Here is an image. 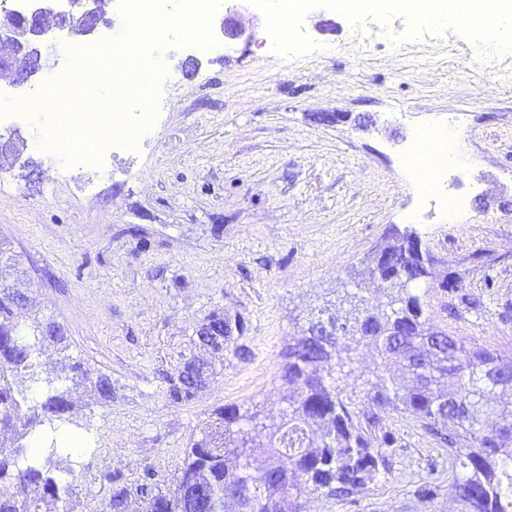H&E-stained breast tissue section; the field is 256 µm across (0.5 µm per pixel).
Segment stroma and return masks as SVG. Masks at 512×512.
<instances>
[{"instance_id": "obj_1", "label": "stroma", "mask_w": 512, "mask_h": 512, "mask_svg": "<svg viewBox=\"0 0 512 512\" xmlns=\"http://www.w3.org/2000/svg\"><path fill=\"white\" fill-rule=\"evenodd\" d=\"M225 5L245 37L223 40L215 13L212 47L167 45L149 128L101 165L35 151L26 117L0 123L13 142L0 159V242L30 298L19 323L54 321L65 336L42 345L34 370L67 363L112 383L107 402L90 385L70 388L61 427L91 440L71 484L75 512H102L107 471L172 478L220 406L280 417L289 343L319 315L342 316L339 296L375 297L361 271L393 233H417L439 260L418 289L435 324L512 350V52L489 47L488 67L461 20L354 17L334 0L291 18L272 52L264 38L280 0ZM336 112L343 121H330ZM439 129L466 157L425 194L404 157ZM451 193L467 202L452 222ZM454 272L460 289L440 288ZM214 312L244 325L218 353L196 335ZM193 356L210 362V382L172 400L169 380ZM389 422L402 438L390 474L347 499L312 494L306 512H459L447 447L414 419ZM430 479L434 500L416 498Z\"/></svg>"}]
</instances>
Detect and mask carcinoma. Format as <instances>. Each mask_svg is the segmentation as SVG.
I'll return each instance as SVG.
<instances>
[{
	"label": "carcinoma",
	"instance_id": "cac0c4a2",
	"mask_svg": "<svg viewBox=\"0 0 512 512\" xmlns=\"http://www.w3.org/2000/svg\"><path fill=\"white\" fill-rule=\"evenodd\" d=\"M384 254L386 262L371 255L362 274L397 288V295L385 303L365 300L342 322L329 318L334 336L315 335L322 319L312 321L289 345L281 378L292 391L283 420L268 424L258 409L244 415L234 406L215 409L210 430L190 442L171 484L152 467L131 485L120 472L106 473L112 485L107 512H237L242 504L236 493L247 478L263 487L256 512H304L307 496L315 492L338 498L362 493L388 469L389 453L401 447L385 419L390 412L422 423L450 449L452 467L462 469L449 484L460 512H512V379L495 377L500 363L512 364V356L465 337L454 338L449 348L437 343L445 331L424 316L419 295L411 291L412 284L432 276L437 259L413 233L394 234ZM25 302L23 293L0 286V430L40 441L37 428L63 420L72 403L67 390L32 377L25 386L31 403L21 409L15 374L29 367V359L15 315ZM30 333L40 345L63 339L53 323L36 321ZM364 343L408 375L400 383L373 369L377 382L366 394L375 407L371 413L342 397L334 375L343 366L337 348L350 360ZM193 366L208 363L195 357L182 363L169 387L173 400L194 399ZM490 414L499 424L488 425ZM2 447L0 485L16 491L0 494V512H39L28 497L32 486L43 500L69 495L70 486L41 465L43 451L22 464L17 452Z\"/></svg>",
	"mask_w": 512,
	"mask_h": 512
}]
</instances>
